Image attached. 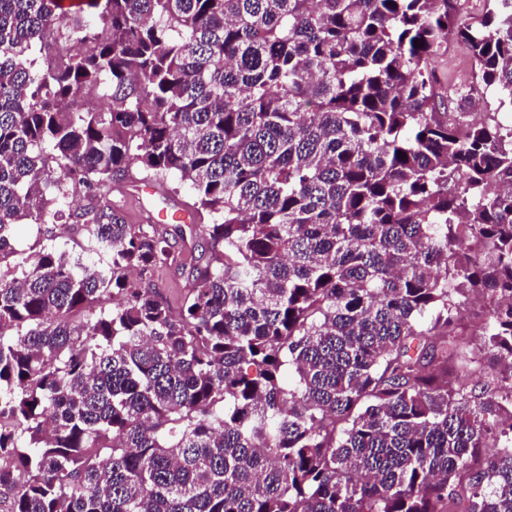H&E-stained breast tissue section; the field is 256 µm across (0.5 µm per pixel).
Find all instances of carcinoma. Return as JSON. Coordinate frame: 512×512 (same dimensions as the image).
I'll return each instance as SVG.
<instances>
[{"label": "carcinoma", "mask_w": 512, "mask_h": 512, "mask_svg": "<svg viewBox=\"0 0 512 512\" xmlns=\"http://www.w3.org/2000/svg\"><path fill=\"white\" fill-rule=\"evenodd\" d=\"M64 2L0 0V262H107L0 270V512H512V125L435 82L454 38L512 101V0ZM140 183H146V185L143 188L138 187V192L140 193L135 200L136 206L140 210V220L143 223H149V224H165L168 219L172 216L173 218H176L177 220H183L185 219L186 212L185 210L178 209L179 207H187L188 205L193 204L194 197L192 195V192L190 189H188L186 186H180L175 180L168 179L166 183L164 184L165 191L166 189H170L172 187H178L177 195L169 196L165 198H158L156 197V204L159 208L166 207L169 209H178L175 210L173 213L168 214L167 210L165 208L161 209H154L152 207H147L145 205L144 196L142 195H148L153 196L156 193H158L156 186L149 181H140ZM131 190L130 187L126 186L122 183H112V199L122 200L124 201V211L127 217V220L129 224H141L137 222V212H136V206L132 200V198L129 195V191ZM164 191V193H165ZM166 194V193H165ZM53 228L55 235V245L66 250L71 257L86 263H95L101 266L107 261V256L103 253L96 252V248L92 241L88 238L87 233L80 226L73 224H57ZM50 243L43 241L42 234H38L33 226L19 228L14 233V247L23 257L31 261L42 250L43 245ZM154 282L156 287L169 299L172 310L178 311L181 305L178 298L183 285L182 280L174 272H162L155 275ZM480 315L478 310L473 308L469 309L467 318L459 331V336L456 337V343L462 360L468 367L474 369L480 367L479 373L473 379V385H477L476 392H479L481 385L487 378H490L491 360L488 355L479 353L478 347L481 341V321L477 317ZM476 357L483 359V364L480 365L476 362L472 363Z\"/></svg>", "instance_id": "obj_1"}]
</instances>
